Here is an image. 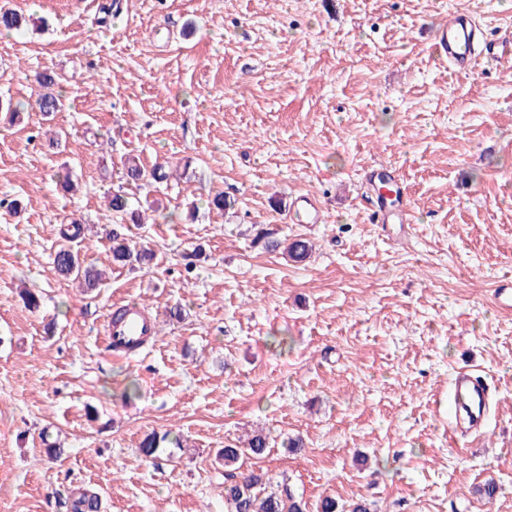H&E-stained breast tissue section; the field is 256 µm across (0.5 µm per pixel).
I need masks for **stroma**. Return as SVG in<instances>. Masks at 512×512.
<instances>
[{"label": "stroma", "mask_w": 512, "mask_h": 512, "mask_svg": "<svg viewBox=\"0 0 512 512\" xmlns=\"http://www.w3.org/2000/svg\"><path fill=\"white\" fill-rule=\"evenodd\" d=\"M106 2L0 0L31 21L0 33V98L23 105L0 112V198L21 203L0 208V512H58L56 491L79 487L103 512H224L217 454L256 431L270 446L243 470L312 510L329 496L512 512V315L493 304L512 275V57L463 75L431 50L455 11L512 31V0H121L109 16ZM45 71L64 96L51 116ZM131 155L169 175L129 188L139 226L107 208ZM374 170L406 186L410 225L373 222ZM307 193L323 223H289ZM74 218L106 274L88 294L52 263ZM124 223L154 264H113L104 228ZM261 230L312 252L265 251ZM128 302L159 334L117 356L104 323ZM471 364L488 418L452 435ZM153 432L157 468L138 450ZM490 478L488 500L475 488Z\"/></svg>", "instance_id": "35a3bbf8"}]
</instances>
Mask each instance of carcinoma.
<instances>
[{
    "instance_id": "carcinoma-1",
    "label": "carcinoma",
    "mask_w": 512,
    "mask_h": 512,
    "mask_svg": "<svg viewBox=\"0 0 512 512\" xmlns=\"http://www.w3.org/2000/svg\"><path fill=\"white\" fill-rule=\"evenodd\" d=\"M25 22V17L14 10L0 12V27L6 31H18L23 28ZM39 83L46 89V92L40 94L37 99L39 111L46 115L61 111L63 108L61 98L48 91V88L57 83V79L44 73L40 75ZM149 178L163 181L168 178V175L160 168L148 172L139 164L137 158L131 156L126 158L124 162L125 184L136 185ZM110 207L115 212L130 213L133 223H140L138 210L129 209L124 187L120 186L113 191ZM80 235V223L75 220L61 228V243L54 251L53 265L63 279L77 280L84 288L92 291L102 283V273L93 264L82 261L78 251L74 249V243ZM109 241L111 242L112 262L117 265L147 264L154 258L151 250L143 246H136L120 226L109 231ZM159 445L160 439L154 433L144 437L139 445L141 455L157 468L161 466L158 454ZM267 448H269V442L261 434L253 436L245 448L233 444L224 446L220 459L224 461L225 512H308L307 503L296 498L286 488L278 493H265L264 473L258 470L238 473L233 470V465L238 463L241 457L250 455L260 458L266 453ZM98 500V493L87 489H80L76 492L67 490L57 494V505L64 512H94V509L98 507Z\"/></svg>"
}]
</instances>
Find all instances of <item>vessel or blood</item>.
Listing matches in <instances>:
<instances>
[{"mask_svg": "<svg viewBox=\"0 0 512 512\" xmlns=\"http://www.w3.org/2000/svg\"><path fill=\"white\" fill-rule=\"evenodd\" d=\"M481 28L471 13L460 11L448 15L434 32L433 54L438 61L459 72H472L485 62L501 57L512 47V33H505L501 42L482 37ZM390 191L378 199V219L383 224H404L409 219L407 192L396 177H389ZM289 219L296 224H318L323 210L316 198L300 195L295 198ZM155 321L137 304L129 305L121 322L107 323L106 338L111 351L126 349L127 345L155 337ZM487 399V385L478 370L464 369L454 378L455 424L479 428Z\"/></svg>", "mask_w": 512, "mask_h": 512, "instance_id": "1", "label": "vessel or blood"}]
</instances>
